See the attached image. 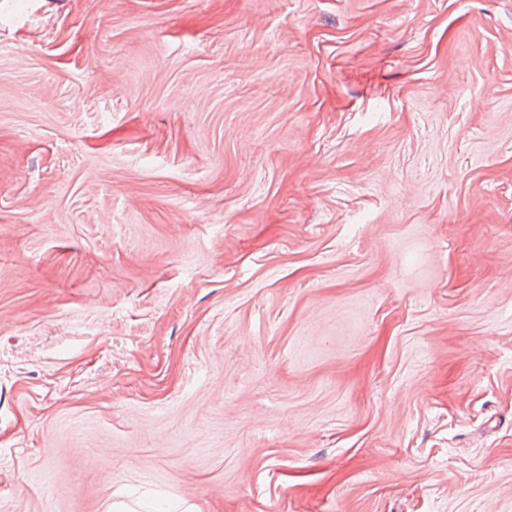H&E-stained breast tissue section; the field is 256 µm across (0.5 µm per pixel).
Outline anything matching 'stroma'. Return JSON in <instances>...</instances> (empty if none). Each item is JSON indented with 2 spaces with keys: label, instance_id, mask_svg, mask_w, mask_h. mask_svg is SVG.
I'll list each match as a JSON object with an SVG mask.
<instances>
[{
  "label": "stroma",
  "instance_id": "stroma-1",
  "mask_svg": "<svg viewBox=\"0 0 512 512\" xmlns=\"http://www.w3.org/2000/svg\"><path fill=\"white\" fill-rule=\"evenodd\" d=\"M512 512V0H0V512Z\"/></svg>",
  "mask_w": 512,
  "mask_h": 512
}]
</instances>
